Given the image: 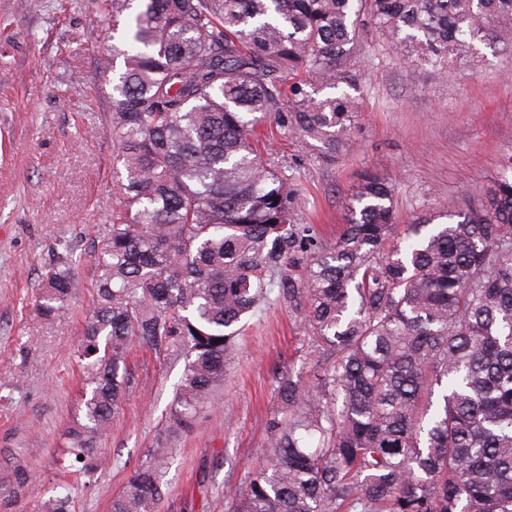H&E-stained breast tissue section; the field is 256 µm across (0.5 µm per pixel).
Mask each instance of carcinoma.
Masks as SVG:
<instances>
[{"label":"carcinoma","mask_w":512,"mask_h":512,"mask_svg":"<svg viewBox=\"0 0 512 512\" xmlns=\"http://www.w3.org/2000/svg\"><path fill=\"white\" fill-rule=\"evenodd\" d=\"M99 7L123 36L100 58L117 71L122 209L97 253L82 403L60 467L94 470V439L131 391L133 342L185 356L166 418L179 435L224 386L238 325L302 301L317 370L278 378L262 462L245 486H225L231 512H512V176L477 209L419 217L401 249L394 185L366 172L328 248L297 223L285 167L256 147L272 125L336 162L361 98L365 29L409 71L446 76L481 44L512 50V0ZM72 265L60 256L47 273L41 315L68 310ZM169 464L165 446L148 450L111 512H158ZM38 512L72 501L51 494Z\"/></svg>","instance_id":"carcinoma-1"}]
</instances>
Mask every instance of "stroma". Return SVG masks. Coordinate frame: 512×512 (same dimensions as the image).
<instances>
[{
  "label": "stroma",
  "instance_id": "1",
  "mask_svg": "<svg viewBox=\"0 0 512 512\" xmlns=\"http://www.w3.org/2000/svg\"><path fill=\"white\" fill-rule=\"evenodd\" d=\"M112 35L97 0H0V512H37L39 493L67 485L74 512H111L112 499L156 446L184 359L134 347L124 410L94 442L89 476L56 466L79 413L75 352L91 303L98 245L120 189L110 134L111 74L98 58ZM360 116L352 146L328 165L302 140L279 135L270 149L299 190L297 221L326 245L345 222V198L363 172L395 184L405 226L445 203L479 205L512 154V51L439 75L408 72L381 33L361 46ZM70 255L79 286L69 314L35 309L42 280ZM299 309L281 303L250 320L224 388L191 433L173 437L174 459L158 512H227L225 485H245L277 408L274 378L311 374Z\"/></svg>",
  "mask_w": 512,
  "mask_h": 512
}]
</instances>
